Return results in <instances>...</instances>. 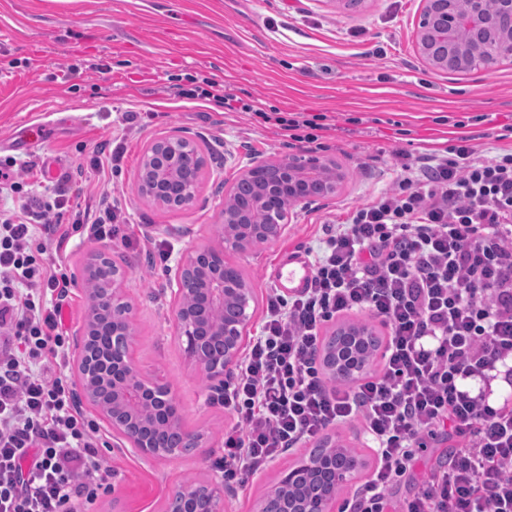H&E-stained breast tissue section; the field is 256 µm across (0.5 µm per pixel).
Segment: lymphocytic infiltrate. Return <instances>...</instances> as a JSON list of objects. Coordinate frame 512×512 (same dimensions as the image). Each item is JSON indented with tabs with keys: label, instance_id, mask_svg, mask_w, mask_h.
Masks as SVG:
<instances>
[{
	"label": "lymphocytic infiltrate",
	"instance_id": "f902f5d3",
	"mask_svg": "<svg viewBox=\"0 0 512 512\" xmlns=\"http://www.w3.org/2000/svg\"><path fill=\"white\" fill-rule=\"evenodd\" d=\"M395 188L324 228L306 288L271 293L259 332L214 396L233 418L214 461L225 481L358 424L373 464L341 512H512V402L492 406L496 372L512 377V152L479 156L468 137L415 160L397 153ZM0 512H74L109 488L97 425L64 371L63 303L74 282L59 253L90 226L116 235L117 214L92 224L62 193L25 189L0 164ZM367 313L383 329L374 372L329 384L319 362L332 321ZM455 452L412 497L390 491L426 436Z\"/></svg>",
	"mask_w": 512,
	"mask_h": 512
}]
</instances>
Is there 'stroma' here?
<instances>
[{
  "label": "stroma",
  "instance_id": "1",
  "mask_svg": "<svg viewBox=\"0 0 512 512\" xmlns=\"http://www.w3.org/2000/svg\"><path fill=\"white\" fill-rule=\"evenodd\" d=\"M423 0H362L337 10L334 0H0V160L29 163L37 186L63 188L70 207L96 213L114 205L122 221L112 245L72 233L64 261L75 284L66 300L70 336L65 372L74 375L89 299L84 271L107 250L125 272L132 305V353L141 370L167 381L180 417L201 432L204 448L148 459L121 448L88 403L116 491L100 492L90 512H164L171 491L187 478L223 481L212 462L224 451L230 418L212 404L211 382L190 364L177 335L171 285L181 258L214 237L224 190L243 166L308 151L339 162L348 178L336 198L299 209L287 233L231 261L255 292L248 327L264 315L272 268L291 250L319 249L322 227L347 219L396 177L394 153L413 155L448 147L467 135L485 156L512 149V66L487 72L446 73L428 68L415 46ZM229 93L260 101L263 110L322 115L317 141L285 140L282 130L250 112L228 111L198 95L203 79ZM193 139L207 166L199 201L172 210L138 196L136 182L149 144L172 131ZM120 142L117 166H96L103 144ZM59 163L51 176L49 163ZM172 257L151 264L156 244ZM448 440L427 437L413 471L393 488L412 497L429 473L447 465ZM299 448L226 487V512H255L289 469L307 457Z\"/></svg>",
  "mask_w": 512,
  "mask_h": 512
}]
</instances>
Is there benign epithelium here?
Here are the masks:
<instances>
[{"label": "benign epithelium", "instance_id": "obj_1", "mask_svg": "<svg viewBox=\"0 0 512 512\" xmlns=\"http://www.w3.org/2000/svg\"><path fill=\"white\" fill-rule=\"evenodd\" d=\"M417 51L426 65L435 71L482 72L505 62L512 64V0H424L418 24ZM206 168V158L185 136L166 134L152 141L144 154L137 179L141 197L163 207L185 208L200 197V186L191 179H173L185 159ZM347 179L346 171L333 159L319 155L290 153L255 160L241 169L237 183L224 192V208L219 213V233L207 245L190 250L178 265V283L174 320L179 335L185 338V351L196 370L223 389L224 373L240 353L241 343L251 319L249 309L254 302L252 288L240 276L239 269L216 260L227 252H251L281 238L288 224L302 208L312 202L338 196ZM251 187L254 198L246 206L235 203L237 185ZM261 205L265 210L262 224L250 221V210ZM89 266L112 271V285L107 296L89 297L88 320L99 315L109 324L111 347L96 355L88 348L90 329L80 337L77 376L84 396L91 401L106 389L112 402L127 410L143 404L159 406L160 419L177 433L178 448H203L204 435L178 423L179 409L172 388L165 382L146 376L136 364L131 351L133 335L132 307L123 288V270L106 252L100 251L89 260ZM203 274L202 293L209 307L224 311V323L211 326L182 302V284ZM332 357L326 360L329 374L339 373L352 380L366 370L356 362L336 360L349 343H358L372 335L364 326L345 325ZM112 432L123 447H132L145 458L166 456L154 446L138 426L112 416ZM301 465L307 476L330 488L316 498L284 499V489L299 484L298 468L294 467L261 499L258 512H333L336 491L345 478L363 467L356 456L332 454L327 459H304ZM214 503L210 512H224V489L217 483L203 485Z\"/></svg>", "mask_w": 512, "mask_h": 512}]
</instances>
